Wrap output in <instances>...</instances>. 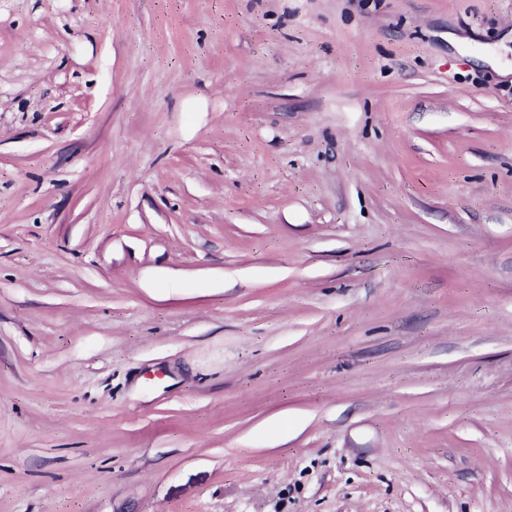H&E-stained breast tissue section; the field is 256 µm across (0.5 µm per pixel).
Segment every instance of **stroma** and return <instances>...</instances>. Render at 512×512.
I'll return each mask as SVG.
<instances>
[{"instance_id":"stroma-1","label":"stroma","mask_w":512,"mask_h":512,"mask_svg":"<svg viewBox=\"0 0 512 512\" xmlns=\"http://www.w3.org/2000/svg\"><path fill=\"white\" fill-rule=\"evenodd\" d=\"M0 512H512V0H0Z\"/></svg>"}]
</instances>
